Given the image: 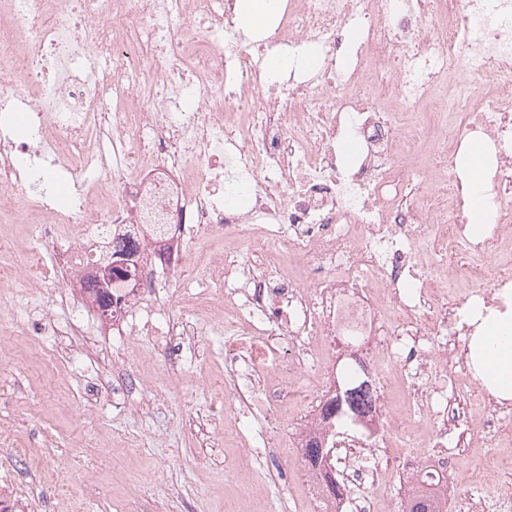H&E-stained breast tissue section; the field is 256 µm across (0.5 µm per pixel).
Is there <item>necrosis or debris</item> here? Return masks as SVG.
I'll use <instances>...</instances> for the list:
<instances>
[{"label": "necrosis or debris", "instance_id": "4bbe7bcc", "mask_svg": "<svg viewBox=\"0 0 512 512\" xmlns=\"http://www.w3.org/2000/svg\"><path fill=\"white\" fill-rule=\"evenodd\" d=\"M232 9L233 0H0V213L21 212L42 243L24 266L0 265V285H42L60 251L66 294L91 301L93 235L127 237L140 250L135 287L116 291L125 331L173 347V329L152 321L164 310L153 227H174L172 269L199 230L223 237V289L181 302L223 317L225 370L276 364L275 385L247 408H299L277 458L300 472L317 512H339L326 476L355 489L349 512H375L379 479L360 455L328 457L319 472L303 454L325 434L322 406L336 388L335 376L304 373L335 360L338 335L357 338L373 391L357 446L390 449L406 491L428 479L447 497L472 426L512 444V411L485 397L475 414L474 391L456 384L468 374L464 311L512 289V0H289L246 44ZM307 45L320 56L309 73L273 80L254 61ZM19 112L29 115L22 132ZM474 142L489 156L491 224L480 239L466 231L464 199ZM55 180L73 183L67 203ZM241 242L262 258L260 274L246 275ZM399 378L423 389L396 410Z\"/></svg>", "mask_w": 512, "mask_h": 512}]
</instances>
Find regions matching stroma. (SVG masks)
<instances>
[{"instance_id": "1", "label": "stroma", "mask_w": 512, "mask_h": 512, "mask_svg": "<svg viewBox=\"0 0 512 512\" xmlns=\"http://www.w3.org/2000/svg\"><path fill=\"white\" fill-rule=\"evenodd\" d=\"M215 237L193 247L183 270L160 274L166 321H194L179 298L212 285L213 260L223 254ZM49 315L64 328L80 326L97 348L72 355L59 377H50L25 357L18 335ZM0 428L21 448L46 452L44 470L25 472L18 457L0 455V471L26 477L34 512H310L301 479L279 480L274 457L298 427L300 414L283 408L272 415L239 404L221 410L216 399L224 382L220 319L208 320L192 350L169 356L147 336H123L102 323L88 304L54 301L45 288L18 281L0 294ZM156 400L163 415L120 413L113 399L138 404ZM140 435L143 447L129 450L125 434ZM459 449L451 477L456 495L496 497L512 486L501 469L492 487L480 484L494 451L479 430ZM252 449V468L238 461Z\"/></svg>"}]
</instances>
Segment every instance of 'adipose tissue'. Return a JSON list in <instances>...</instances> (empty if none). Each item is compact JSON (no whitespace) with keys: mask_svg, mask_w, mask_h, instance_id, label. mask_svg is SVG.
<instances>
[{"mask_svg":"<svg viewBox=\"0 0 512 512\" xmlns=\"http://www.w3.org/2000/svg\"><path fill=\"white\" fill-rule=\"evenodd\" d=\"M282 6L283 0H236V27L247 36L259 33L273 22ZM466 172L470 186L469 230L479 238L489 229L488 205L480 190L485 178L482 147L472 146ZM466 321L475 327L469 342L474 377L494 397L512 399V301L502 310L473 306Z\"/></svg>","mask_w":512,"mask_h":512,"instance_id":"adipose-tissue-1","label":"adipose tissue"}]
</instances>
